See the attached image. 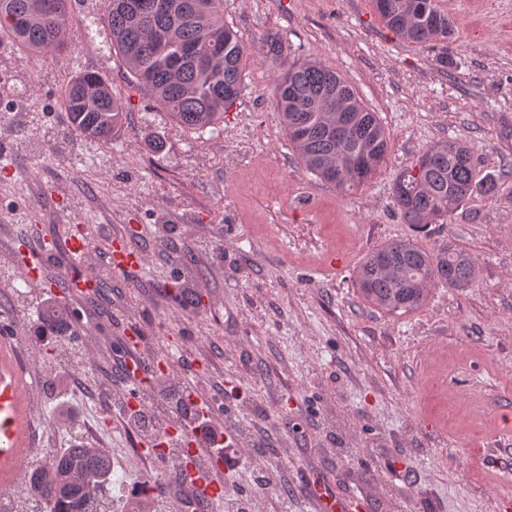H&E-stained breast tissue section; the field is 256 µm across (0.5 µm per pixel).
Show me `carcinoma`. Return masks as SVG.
Masks as SVG:
<instances>
[{
	"label": "carcinoma",
	"instance_id": "1",
	"mask_svg": "<svg viewBox=\"0 0 512 512\" xmlns=\"http://www.w3.org/2000/svg\"><path fill=\"white\" fill-rule=\"evenodd\" d=\"M384 25L414 44L446 42L454 22L438 0H388ZM414 15L408 29L400 16ZM72 16L68 0H0V38L5 36L36 57L56 54ZM103 28L110 46L122 54L133 80L181 127L218 126L240 90L245 50L242 39L224 24V0H105ZM199 57L177 62L183 49ZM274 95L285 131L306 171L341 190L367 183L383 166L389 136L377 114L363 103L341 132L333 128L336 100L356 93L333 69L300 62L281 72ZM70 127L83 139L106 146L127 120L125 102L112 95L103 75L75 68L61 92ZM499 182L478 177L473 151L456 139L442 140L398 177L394 202L406 224L445 220L476 194H492ZM477 258L448 243L427 251L410 239L389 241L369 253L355 278L363 300L384 311L424 307L436 287L467 288L475 282ZM46 321L61 327L71 354L80 350L71 334V312L45 307ZM112 461L102 448L74 440L55 454L47 470L31 472L18 512H112L107 496Z\"/></svg>",
	"mask_w": 512,
	"mask_h": 512
}]
</instances>
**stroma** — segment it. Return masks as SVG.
Returning <instances> with one entry per match:
<instances>
[{
  "label": "stroma",
  "mask_w": 512,
  "mask_h": 512,
  "mask_svg": "<svg viewBox=\"0 0 512 512\" xmlns=\"http://www.w3.org/2000/svg\"><path fill=\"white\" fill-rule=\"evenodd\" d=\"M455 22L445 43L419 46L387 29L373 0H224V21L246 46L241 92L220 131L176 126L135 85L119 55L71 33L59 55L0 44V307L10 306L25 353L40 322L8 288L11 248L63 246L83 225L99 286L74 297L44 267L25 297L70 305L94 347L79 366L36 358L34 399L45 415L73 409L122 482L115 512L182 506L169 459L147 437L126 452L131 424L110 412L111 374L127 330L151 356L195 362V389L223 394L218 423L237 435L243 467L228 498L256 512H314L313 485L362 487L368 512H494L497 466L512 464L502 429L512 419V0H439ZM277 38L278 54L267 43ZM447 56L440 66L438 56ZM297 60L329 65L377 112L389 137L383 168L342 191L308 173L281 124L272 88ZM108 76L128 108L110 146L72 132L61 90L74 67ZM468 143L482 174L506 189L477 195L444 223L404 224L393 202L402 170L437 141ZM125 234L145 256L137 276L111 269L99 245ZM398 238L435 251L454 243L478 259L475 283L435 289L416 311L368 305L354 272ZM199 296L183 305L173 285ZM406 476L394 478L389 462ZM262 470L269 488L255 491Z\"/></svg>",
  "instance_id": "stroma-1"
}]
</instances>
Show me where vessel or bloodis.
Returning a JSON list of instances; mask_svg holds the SVG:
<instances>
[{
  "instance_id": "obj_1",
  "label": "vessel or blood",
  "mask_w": 512,
  "mask_h": 512,
  "mask_svg": "<svg viewBox=\"0 0 512 512\" xmlns=\"http://www.w3.org/2000/svg\"><path fill=\"white\" fill-rule=\"evenodd\" d=\"M114 247L108 254V262L115 271L137 272L142 270L144 258L139 250L129 247L123 235H115ZM15 260L30 278H38L46 261H55L63 272L65 286L70 293L85 296L95 292L97 284L87 265L90 247L81 229H74L63 248L52 245L28 244L15 248ZM126 354L116 371L120 378V399L127 404L135 403L138 386L133 376L155 373L166 366V359L146 355L141 338L131 335L124 339ZM26 395L20 382V368L10 361L0 362V495H9L14 487L13 479L24 467L23 447L29 445L36 417L26 408ZM179 440L192 456L190 464L178 467L181 479L189 489V495L200 512H222L224 505V473L227 465L221 452L206 447L202 437L192 428H181ZM364 497L351 493L347 499H338L330 485H322L314 497L316 512H360Z\"/></svg>"
}]
</instances>
